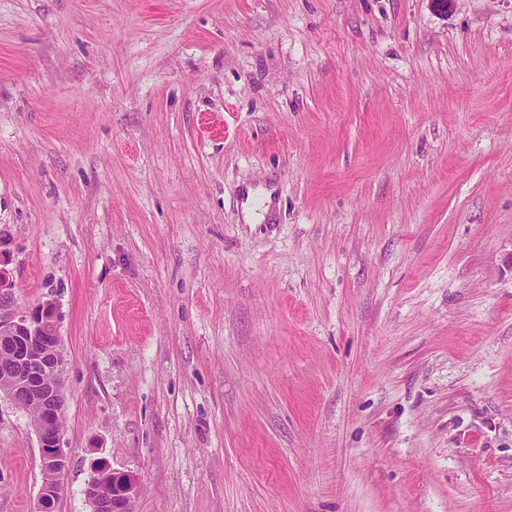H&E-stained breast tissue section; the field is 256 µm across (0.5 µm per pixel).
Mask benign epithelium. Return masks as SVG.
I'll list each match as a JSON object with an SVG mask.
<instances>
[{
  "instance_id": "1",
  "label": "benign epithelium",
  "mask_w": 512,
  "mask_h": 512,
  "mask_svg": "<svg viewBox=\"0 0 512 512\" xmlns=\"http://www.w3.org/2000/svg\"><path fill=\"white\" fill-rule=\"evenodd\" d=\"M10 262L8 237L0 229V348L10 358L0 376V397L16 406L39 408L32 421L42 466L37 510L46 512L60 494L68 466L60 426L66 403L65 355L56 302L47 299L33 307L18 306ZM138 494L135 476L116 470L112 471V494L100 495L92 481L85 489L90 512H134Z\"/></svg>"
}]
</instances>
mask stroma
<instances>
[{
  "instance_id": "1",
  "label": "stroma",
  "mask_w": 512,
  "mask_h": 512,
  "mask_svg": "<svg viewBox=\"0 0 512 512\" xmlns=\"http://www.w3.org/2000/svg\"><path fill=\"white\" fill-rule=\"evenodd\" d=\"M0 228L55 512L99 461L135 512H512V0H0ZM41 481L1 401L0 512ZM8 237L0 229V351L10 362L0 375V398L28 412L37 438L42 466V484L37 511H47L61 491L68 466L62 446L61 416L65 409V355L59 332L58 310L52 299L33 307L16 303ZM61 419V421H60Z\"/></svg>"
}]
</instances>
